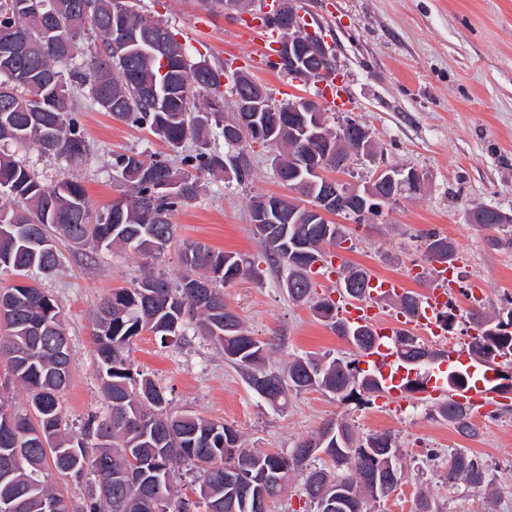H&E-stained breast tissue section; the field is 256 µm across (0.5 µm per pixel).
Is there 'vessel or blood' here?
I'll list each match as a JSON object with an SVG mask.
<instances>
[{"instance_id":"1","label":"vessel or blood","mask_w":512,"mask_h":512,"mask_svg":"<svg viewBox=\"0 0 512 512\" xmlns=\"http://www.w3.org/2000/svg\"><path fill=\"white\" fill-rule=\"evenodd\" d=\"M240 31L257 39L252 53L253 61L260 65L271 63L275 28L270 13L261 10L244 17ZM431 275L432 285L421 295L412 317L400 316L389 320L381 317V299L401 293L403 282L396 277L375 274L370 277L366 296L359 301L344 299L338 314L347 321L369 326L374 331L377 344L362 356L361 361L367 370L379 376L385 398L398 400L405 393L408 381L414 377L393 343L394 336L410 324L422 334L433 337L440 352L432 363L424 397L434 401H450L470 413H481L496 395L494 387L499 380L501 364L471 359L465 345L442 331L440 318L449 300L457 295L458 283L453 269L444 265L434 266Z\"/></svg>"}]
</instances>
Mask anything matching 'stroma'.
I'll list each match as a JSON object with an SVG mask.
<instances>
[{
  "instance_id": "1",
  "label": "stroma",
  "mask_w": 512,
  "mask_h": 512,
  "mask_svg": "<svg viewBox=\"0 0 512 512\" xmlns=\"http://www.w3.org/2000/svg\"><path fill=\"white\" fill-rule=\"evenodd\" d=\"M293 5L320 27L352 99L350 107L328 109L329 118L356 119L377 145L375 159L336 173V180L361 184L381 166L411 168L423 178L420 192L400 197L381 216L362 224L338 217L345 231L335 249L340 261L374 274H405L425 267L423 236L436 231L453 242L465 286L483 293L482 310L489 315L500 310L512 297V247H489L487 230L471 224L469 211L485 204L512 213V0H293ZM141 6L145 15L168 21L193 60L246 70L279 102L317 97L315 84L251 67V42L223 10L202 12L195 0H142ZM202 16L207 23L201 27ZM75 107L93 146L86 159L69 163L22 148L15 154L45 185L64 174L80 179L95 213L119 195L112 170L116 154L136 149L164 157L170 150L150 129L115 121L88 98H78ZM248 153L251 175L245 184L228 186L222 176L201 175L198 198L172 216L179 238L259 254L250 199L289 189L278 180L268 148L254 144ZM57 246L65 256L63 267L41 278L40 286L66 315L73 368L62 406L76 433L88 414L104 406L91 336L95 306L112 289L132 287L144 270L175 279L183 266L175 248L153 261L125 251L75 249L64 240ZM224 295L254 336L272 340L274 368L309 352L343 360L355 354L309 305L291 301L278 288L275 273L259 282L239 280L225 287ZM128 357L134 371L167 388L173 409L233 425L250 448L288 451L329 421L347 423L363 436L391 434L403 454L405 478L389 497L368 501L369 512H415L422 492L440 512H512V393L475 417L480 436L470 440L417 394L385 410L375 401H340L317 389L271 405L214 344L197 335L164 347L144 333L133 339ZM454 448L484 459L488 491L447 484L445 467Z\"/></svg>"
}]
</instances>
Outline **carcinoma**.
I'll use <instances>...</instances> for the list:
<instances>
[{
    "mask_svg": "<svg viewBox=\"0 0 512 512\" xmlns=\"http://www.w3.org/2000/svg\"><path fill=\"white\" fill-rule=\"evenodd\" d=\"M159 28L178 47L168 49L164 62L144 53ZM90 32L100 43L78 64L79 48ZM223 77V71L204 60L191 62L169 25L142 14L137 0H0V128L11 131L0 140V199L10 202L0 204V273L18 277L17 283L0 288V295L13 302L10 311L0 313V357L6 358L10 381L25 389L28 403L20 411L0 400V420L7 416L16 423L13 438L0 445V508L45 512L50 502L52 512H272L286 488L278 478L299 474L315 512H328L324 490L345 504V512H366L367 499L386 497L404 479L402 453L390 434L364 437L345 423L330 421L294 445L302 454L290 462L284 453L245 447L239 430L224 422L173 410L165 387L133 371L127 348L135 337L148 332L166 345L194 330L224 353L249 386L260 378L272 380L267 401L273 405L290 392L313 388L360 402L381 391L378 379L361 369L357 358L307 353L281 371L268 368L272 344L254 336L224 301L225 287L244 277L260 281L265 271L244 254L197 242L182 243L184 272L178 279L149 273L100 302L92 336L107 408L89 415L79 434L67 429L60 404L61 385L71 375L70 357L60 358L69 350L64 314L56 300L34 285L36 276L61 267L56 239L158 258L175 237L171 215L200 193V173L230 171L233 177L224 183L245 182L251 173L246 147L253 143L271 149L274 171L289 189L301 179L292 135L299 113L262 112V136L247 127L228 140L224 130L236 126L238 113H224L219 91ZM233 91L240 98L269 96L264 86L246 77L237 79ZM77 92L115 120L148 126L175 154L188 140L196 150L180 157L178 168L142 152L118 155L112 171L126 191L93 219L81 183L61 177L48 187L25 161L5 152L7 145L31 147L56 159L58 154L48 149L51 144L66 152L68 160L87 156L90 146L74 112ZM200 98L203 108L195 105ZM310 196L253 198L252 214L261 202L279 207L278 223L254 225L262 259L285 275L282 285L291 300L311 304L318 320L362 354L373 347V332L357 326L363 344L344 332L347 322L332 300L315 298L310 276L326 247L342 242L341 225L288 222V215L304 213L302 204ZM470 221L495 231L487 238L490 246L512 245V237H501L508 225L492 211L477 206ZM423 245L429 262L454 261L448 237L429 232ZM349 280L361 284L350 298H363L369 273L351 267L341 282ZM469 318L477 331L470 337L472 356L512 354V334H500L499 346L486 345L487 332L500 329L501 321L479 309L470 310ZM398 338L405 339L400 356L406 363L428 357L430 349L418 337L402 333ZM437 412L462 436H480L462 407L446 402ZM91 440L101 443L93 453L88 452ZM310 448L323 452L332 466L311 465ZM182 465L197 475L193 498L172 480V472ZM236 465L244 485L266 490L264 508L254 510L240 489L226 486L224 469ZM446 471L450 485L463 481L481 491L486 484L484 460L465 450L453 453ZM56 474L87 481L89 492L79 508L53 486ZM131 478L139 484L136 492L125 488Z\"/></svg>",
    "mask_w": 512,
    "mask_h": 512,
    "instance_id": "cac0c4a2",
    "label": "carcinoma"
}]
</instances>
